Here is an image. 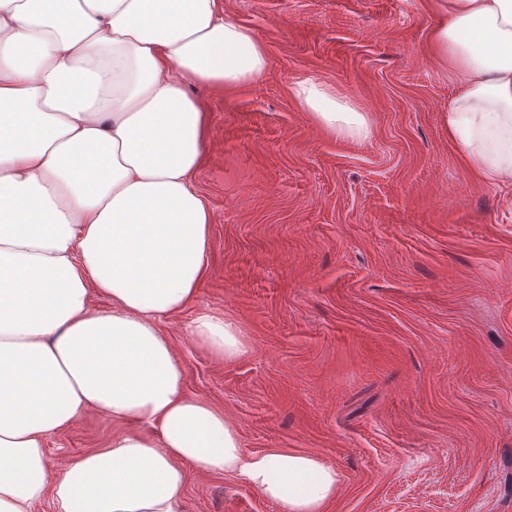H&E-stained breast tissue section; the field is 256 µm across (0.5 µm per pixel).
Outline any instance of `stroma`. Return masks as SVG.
<instances>
[{"label":"stroma","instance_id":"35a3bbf8","mask_svg":"<svg viewBox=\"0 0 512 512\" xmlns=\"http://www.w3.org/2000/svg\"><path fill=\"white\" fill-rule=\"evenodd\" d=\"M265 47L255 83L192 87L210 113L196 186L213 224L199 295L164 332L189 395L244 448L318 455L327 512H512V181L448 139L455 85L430 54L431 0H224ZM321 79L369 115L329 135L292 88ZM236 321L227 362L187 333ZM89 412L46 439L60 469L107 447ZM186 512H279L241 477L188 467Z\"/></svg>","mask_w":512,"mask_h":512}]
</instances>
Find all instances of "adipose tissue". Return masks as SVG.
Instances as JSON below:
<instances>
[{
  "mask_svg": "<svg viewBox=\"0 0 512 512\" xmlns=\"http://www.w3.org/2000/svg\"><path fill=\"white\" fill-rule=\"evenodd\" d=\"M434 58L462 162L512 180V0H434ZM268 57L224 0H0V512H185L186 466L242 477L280 512H327L334 469L248 452L190 396L161 329L196 300L212 212L195 187L209 112L190 84L258 81ZM293 94L329 134L370 119L322 81ZM112 301L103 313L93 296ZM199 344L231 361L238 324L202 312ZM93 411L126 428L50 470L45 440Z\"/></svg>",
  "mask_w": 512,
  "mask_h": 512,
  "instance_id": "ef3b65f1",
  "label": "adipose tissue"
}]
</instances>
